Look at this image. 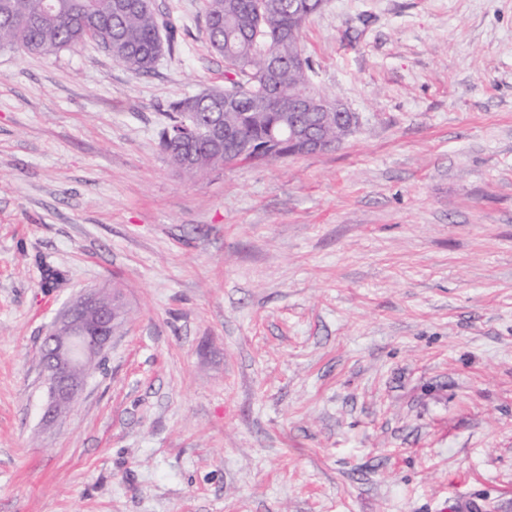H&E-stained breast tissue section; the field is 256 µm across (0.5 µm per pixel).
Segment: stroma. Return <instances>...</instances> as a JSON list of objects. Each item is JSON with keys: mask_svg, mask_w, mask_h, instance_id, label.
<instances>
[{"mask_svg": "<svg viewBox=\"0 0 512 512\" xmlns=\"http://www.w3.org/2000/svg\"><path fill=\"white\" fill-rule=\"evenodd\" d=\"M138 75L0 50V512H512V0H325L337 149L189 176L204 0ZM124 324L52 426L69 301Z\"/></svg>", "mask_w": 512, "mask_h": 512, "instance_id": "obj_1", "label": "stroma"}]
</instances>
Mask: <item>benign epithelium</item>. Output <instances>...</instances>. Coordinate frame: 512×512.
<instances>
[{
  "mask_svg": "<svg viewBox=\"0 0 512 512\" xmlns=\"http://www.w3.org/2000/svg\"><path fill=\"white\" fill-rule=\"evenodd\" d=\"M339 134L336 143H327L310 130L293 126L290 139L303 145L310 154L327 152L341 144L359 126L356 113L334 103ZM119 319L114 301L106 297H87L72 304L51 325L43 344L45 382L48 399L43 420L53 421L68 412L93 368L112 339V326Z\"/></svg>",
  "mask_w": 512,
  "mask_h": 512,
  "instance_id": "benign-epithelium-1",
  "label": "benign epithelium"
}]
</instances>
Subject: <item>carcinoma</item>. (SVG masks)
I'll return each instance as SVG.
<instances>
[{
    "label": "carcinoma",
    "mask_w": 512,
    "mask_h": 512,
    "mask_svg": "<svg viewBox=\"0 0 512 512\" xmlns=\"http://www.w3.org/2000/svg\"><path fill=\"white\" fill-rule=\"evenodd\" d=\"M57 4L63 14L49 21L39 16L38 0H0V49L48 55L91 39L128 70L146 74L177 39L175 24L159 23L154 9L140 6V0ZM319 10V0H206V39L224 56L231 78L222 89L172 102L159 138L167 147V136L177 135L183 113L193 111L205 122L224 125L231 139L174 147L166 151L174 167L196 176L220 164L285 160L295 155L287 134L295 121L336 137L332 107L324 113L296 108L310 86L313 66L309 59L302 66L295 58L304 27ZM270 58L279 66L269 78L265 65Z\"/></svg>",
    "instance_id": "obj_1"
}]
</instances>
